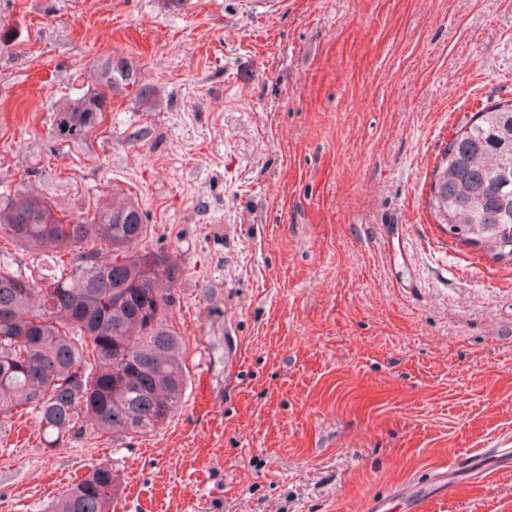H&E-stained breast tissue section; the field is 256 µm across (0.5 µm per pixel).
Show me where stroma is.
Wrapping results in <instances>:
<instances>
[{"instance_id": "stroma-1", "label": "stroma", "mask_w": 512, "mask_h": 512, "mask_svg": "<svg viewBox=\"0 0 512 512\" xmlns=\"http://www.w3.org/2000/svg\"><path fill=\"white\" fill-rule=\"evenodd\" d=\"M271 2L0 0V191L137 201L184 267L189 371L147 436L50 452L15 416L0 512H46L103 461L112 512H512L481 454L512 448V264L428 206L456 128L512 99V0ZM109 64L129 77L105 89ZM99 89L105 122L55 138ZM107 97L102 93H84L56 108L52 130L61 139L77 140L104 121ZM93 110L95 112H93ZM75 129V132L73 130Z\"/></svg>"}]
</instances>
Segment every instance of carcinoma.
Listing matches in <instances>:
<instances>
[{"mask_svg":"<svg viewBox=\"0 0 512 512\" xmlns=\"http://www.w3.org/2000/svg\"><path fill=\"white\" fill-rule=\"evenodd\" d=\"M107 97L85 93L56 108L55 136L77 140L104 121ZM512 153V100L477 112L448 141L428 205L438 223L494 260L512 263V184L498 180ZM148 232L133 202L58 217L25 190L0 193V234L55 254L57 268L0 262V445L19 409L34 412L42 444L59 448L94 424L104 435L154 432L180 407L184 343L169 313L181 267L164 251H135ZM99 247L64 263V249ZM118 480L108 463L77 479L48 512H111Z\"/></svg>","mask_w":512,"mask_h":512,"instance_id":"carcinoma-1","label":"carcinoma"}]
</instances>
